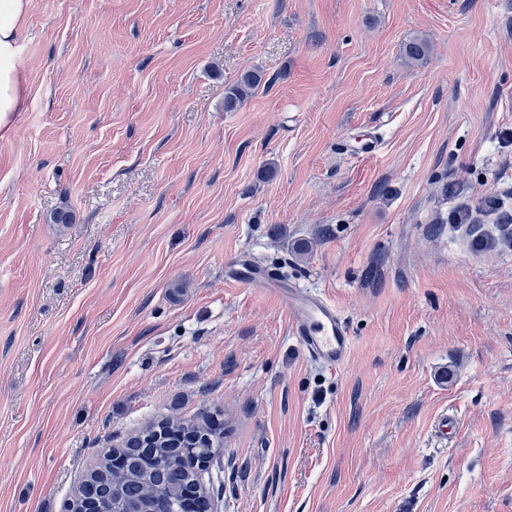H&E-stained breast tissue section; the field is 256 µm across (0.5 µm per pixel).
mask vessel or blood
I'll return each instance as SVG.
<instances>
[{
  "label": "vessel or blood",
  "instance_id": "vessel-or-blood-1",
  "mask_svg": "<svg viewBox=\"0 0 512 512\" xmlns=\"http://www.w3.org/2000/svg\"><path fill=\"white\" fill-rule=\"evenodd\" d=\"M237 280L277 296L291 316L293 336L311 360L332 368L344 364L351 348L349 329L336 307L324 296L246 264L240 266Z\"/></svg>",
  "mask_w": 512,
  "mask_h": 512
}]
</instances>
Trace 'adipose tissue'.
Returning <instances> with one entry per match:
<instances>
[{"instance_id": "obj_1", "label": "adipose tissue", "mask_w": 512, "mask_h": 512, "mask_svg": "<svg viewBox=\"0 0 512 512\" xmlns=\"http://www.w3.org/2000/svg\"><path fill=\"white\" fill-rule=\"evenodd\" d=\"M29 0H0V131H9L26 104L27 80L18 62Z\"/></svg>"}]
</instances>
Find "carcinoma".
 <instances>
[{"label": "carcinoma", "instance_id": "obj_1", "mask_svg": "<svg viewBox=\"0 0 512 512\" xmlns=\"http://www.w3.org/2000/svg\"><path fill=\"white\" fill-rule=\"evenodd\" d=\"M405 52L409 60L420 61L428 52V44L414 40L406 45ZM263 83L267 80L261 71L242 73L224 94V111L231 112L242 105ZM120 453L127 462L118 479L112 475L110 451L87 467L85 478L94 484L98 498L112 510L139 503L146 512H175L184 490L195 478L188 467V439L173 434L152 441L145 434H135L125 441Z\"/></svg>", "mask_w": 512, "mask_h": 512}]
</instances>
